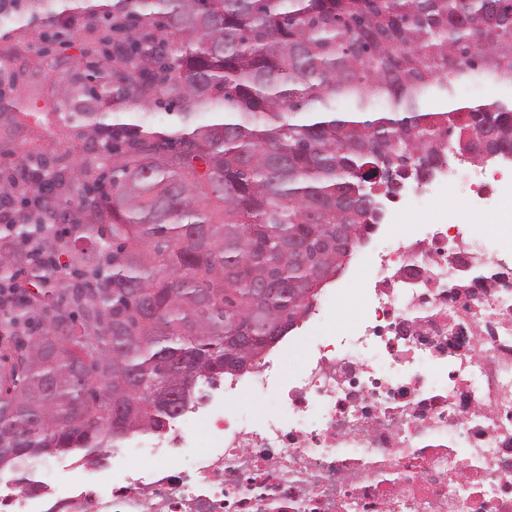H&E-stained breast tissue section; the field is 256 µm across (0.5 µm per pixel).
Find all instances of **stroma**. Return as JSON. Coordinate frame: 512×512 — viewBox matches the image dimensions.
Returning <instances> with one entry per match:
<instances>
[{
	"label": "stroma",
	"instance_id": "1",
	"mask_svg": "<svg viewBox=\"0 0 512 512\" xmlns=\"http://www.w3.org/2000/svg\"><path fill=\"white\" fill-rule=\"evenodd\" d=\"M84 63L82 36L48 46L35 26L21 28L9 37L0 35V68L24 74L23 113L0 114V166L18 162L22 149L34 138L39 139L53 168L92 160L80 130L61 128L55 111L60 88L75 71L83 69ZM465 194V186L447 191L439 180H431L388 203L385 221L426 224L445 219Z\"/></svg>",
	"mask_w": 512,
	"mask_h": 512
}]
</instances>
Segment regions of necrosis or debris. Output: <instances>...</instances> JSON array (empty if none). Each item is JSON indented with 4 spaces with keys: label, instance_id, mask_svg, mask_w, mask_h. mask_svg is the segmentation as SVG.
<instances>
[{
    "label": "necrosis or debris",
    "instance_id": "1",
    "mask_svg": "<svg viewBox=\"0 0 512 512\" xmlns=\"http://www.w3.org/2000/svg\"><path fill=\"white\" fill-rule=\"evenodd\" d=\"M441 182L512 207V168L456 157ZM461 212L452 225H373L302 333L203 385L164 431L69 463L65 484L56 457L37 494L1 475L0 512H512V287L499 274L512 220L489 233L503 248L492 262ZM352 288V324H333ZM249 393L270 411H239Z\"/></svg>",
    "mask_w": 512,
    "mask_h": 512
}]
</instances>
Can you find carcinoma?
I'll return each instance as SVG.
<instances>
[{
  "label": "carcinoma",
  "instance_id": "obj_1",
  "mask_svg": "<svg viewBox=\"0 0 512 512\" xmlns=\"http://www.w3.org/2000/svg\"><path fill=\"white\" fill-rule=\"evenodd\" d=\"M0 16L52 43L88 33L97 58L60 119L110 164L106 190L23 154L37 207L21 199L11 233L63 249L73 279L0 314L18 353L0 354V473L32 493L27 468L104 461L128 434L161 431L198 381L288 335L398 182L450 147L512 152V102L422 109L470 73L512 82V0H0ZM130 103L174 110L170 129ZM22 264L0 247V282ZM226 336L251 341L229 350Z\"/></svg>",
  "mask_w": 512,
  "mask_h": 512
}]
</instances>
